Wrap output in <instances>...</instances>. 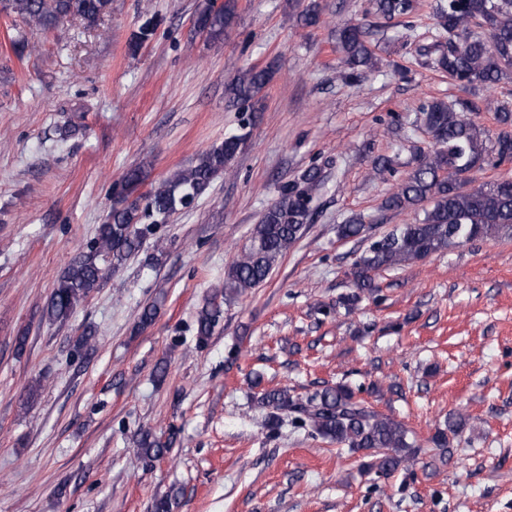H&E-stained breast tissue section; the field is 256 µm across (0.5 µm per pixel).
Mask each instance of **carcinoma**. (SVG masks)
Wrapping results in <instances>:
<instances>
[{
	"mask_svg": "<svg viewBox=\"0 0 512 512\" xmlns=\"http://www.w3.org/2000/svg\"><path fill=\"white\" fill-rule=\"evenodd\" d=\"M111 8V0H0V14L18 18L30 29H56L69 18L96 28ZM376 13L386 19L413 14L415 0H374ZM237 0H224L218 9L201 18V31L218 40L232 28ZM433 44L419 49L431 64L448 78L467 88L491 86L512 75V0H446L435 8ZM336 53L346 78L362 81L376 67V58L366 32L346 23L336 34ZM273 77L271 67H250L227 86L229 102L245 112H260L261 91ZM482 111L472 100L452 107L431 101L419 107L420 123L433 137V149L420 156L409 177L386 199V207L405 210L426 202L429 208L413 224H402L373 241L353 264V291L342 297V305L353 307L361 295L373 294L372 272L399 268L464 243L512 237V179L474 184L470 173L476 168L512 160V111L501 107L502 130L493 137L470 115ZM243 137L231 135L201 152L188 166L180 168L124 204L144 184L148 172L143 165L128 169L115 183L118 202L99 225L86 250L69 262L57 280L44 315L65 322L78 305L99 288L108 272L123 267L136 257L158 225L183 209L186 202L203 195L213 180L224 173L241 150ZM320 168L307 170L299 184L284 187L251 232L249 244L224 272V289H217L196 315V336L206 340L222 316V301L242 296L263 284L279 259L308 229L313 211V192L320 186ZM366 217L356 214L337 226L342 239L360 236ZM259 403L272 410L275 422L288 416L296 427L314 438L329 440L351 455L369 459L368 468L387 476L401 463L414 460L421 445L401 421L380 414L356 400L352 389L327 387L302 399L286 388L268 389ZM459 423L448 421L430 438L432 450L444 461L451 454L450 437ZM140 454L149 459L163 457L172 441L150 430L136 439Z\"/></svg>",
	"mask_w": 512,
	"mask_h": 512,
	"instance_id": "obj_1",
	"label": "carcinoma"
}]
</instances>
